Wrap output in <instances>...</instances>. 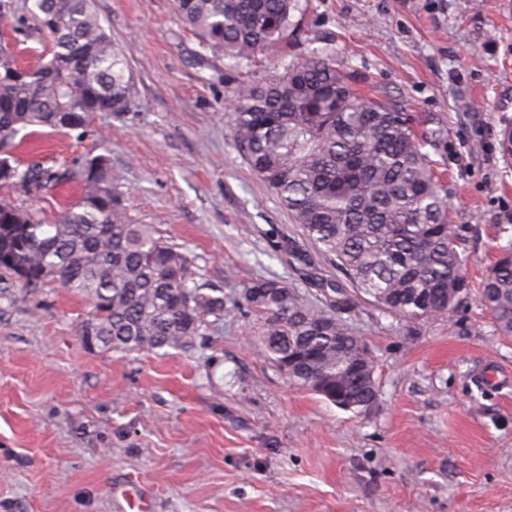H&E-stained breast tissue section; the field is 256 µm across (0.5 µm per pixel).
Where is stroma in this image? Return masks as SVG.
Instances as JSON below:
<instances>
[{"label": "stroma", "mask_w": 512, "mask_h": 512, "mask_svg": "<svg viewBox=\"0 0 512 512\" xmlns=\"http://www.w3.org/2000/svg\"><path fill=\"white\" fill-rule=\"evenodd\" d=\"M276 51L231 65L179 22L173 0H96L124 50L136 111L98 114L82 139L21 148L59 166L108 149L124 204L181 247L226 311L192 347L159 356L85 347L89 302L57 285L0 291V512H512V338L479 302L512 237V0H301ZM333 53L356 86L436 131L470 288L443 317L409 322L356 296L374 362L361 413L291 386L248 339L244 289L278 278L310 302L351 285L249 167L229 129L239 86L281 57ZM80 191L7 188L58 215Z\"/></svg>", "instance_id": "35a3bbf8"}]
</instances>
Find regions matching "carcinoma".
I'll return each instance as SVG.
<instances>
[{"instance_id":"obj_1","label":"carcinoma","mask_w":512,"mask_h":512,"mask_svg":"<svg viewBox=\"0 0 512 512\" xmlns=\"http://www.w3.org/2000/svg\"><path fill=\"white\" fill-rule=\"evenodd\" d=\"M179 19L206 51L250 61L297 28L301 0H174ZM14 31L52 45L34 65L0 56V187L48 193L72 182L78 198L51 222L0 203V280L26 289L62 284L87 298L95 347L123 352L186 348L224 314V291L192 283L189 260L127 213L109 155L73 167L19 154L48 128L86 135L99 112H130L125 53L112 44L95 0H33ZM231 133L251 169L318 251L352 286L409 322L448 314L469 288L448 192L420 129L396 101L362 95L336 58L318 49L293 55L283 72L240 86ZM498 151L512 163V122ZM328 307L303 299L278 279L243 294L260 318L259 351L293 386L350 412L376 400L363 339L345 313L354 304L330 283ZM497 333L512 337V240L498 254L480 295Z\"/></svg>"}]
</instances>
